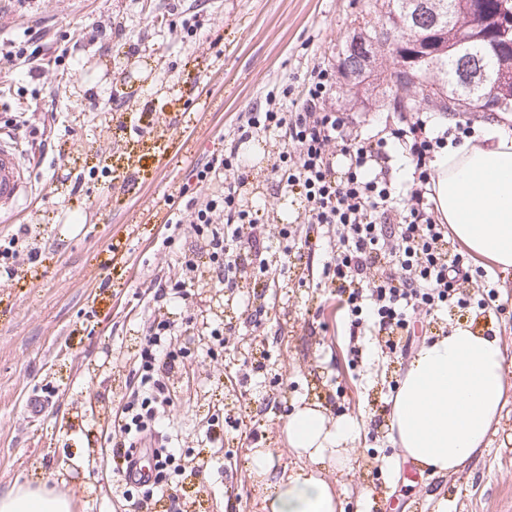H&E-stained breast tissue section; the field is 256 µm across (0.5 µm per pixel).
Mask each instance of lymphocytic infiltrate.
<instances>
[{"label": "lymphocytic infiltrate", "mask_w": 512, "mask_h": 512, "mask_svg": "<svg viewBox=\"0 0 512 512\" xmlns=\"http://www.w3.org/2000/svg\"><path fill=\"white\" fill-rule=\"evenodd\" d=\"M333 80L331 69L312 68L299 104L291 107L275 104L278 95H291V88L268 92L267 108L241 115L229 147L199 172L205 197H190L183 206L197 247L169 250L160 258L173 274L151 289L154 314L102 451L106 477L137 493V512H149L160 474L181 467L179 448L158 447L154 441L167 427L174 404L170 375L192 365L187 351L173 341L195 315L187 313L177 322L162 311L188 303L199 281L231 290L245 279L266 284L264 255L271 239L279 238L283 256L295 250L321 256V263L309 270L310 281L338 299L350 332L372 323L386 336L389 349L403 353L408 347L400 338L420 316L447 304H467L476 295L496 296L487 272L459 251L430 198L429 163L444 139L434 133L427 113L401 116L387 135L359 137L343 116L326 107ZM260 134L279 143L267 178L273 192L305 201L299 224L269 228L257 206L242 202L252 174L242 167L239 148ZM392 142L413 166V182L405 188L389 176L387 147ZM340 157L348 161L341 174L336 171ZM472 285L477 288L473 294L468 291ZM148 447L155 450L156 474L135 477L134 451Z\"/></svg>", "instance_id": "lymphocytic-infiltrate-1"}]
</instances>
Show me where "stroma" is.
Wrapping results in <instances>:
<instances>
[{"mask_svg":"<svg viewBox=\"0 0 512 512\" xmlns=\"http://www.w3.org/2000/svg\"><path fill=\"white\" fill-rule=\"evenodd\" d=\"M375 0H0V42L39 37L44 62L66 50L80 76L68 95L27 68L0 74V130L18 135L32 193L15 222H0V244L19 226L37 256L9 259L0 273V495L18 485L46 486L75 512H133L100 468L105 432L121 400L143 339L145 291L160 273L171 203L194 189L196 174L229 143L241 112L275 86L302 84L315 66L336 69L337 54L360 11ZM197 23L179 37L170 28ZM124 25L139 55L112 51L111 28ZM332 88L328 106L353 118L363 136L387 112ZM23 121L16 130L15 121ZM275 140L239 149L251 167L254 203L277 219H296L300 201L270 198L266 167ZM90 194L73 193L76 180ZM498 283L496 307L436 311L429 337L465 324L497 337L505 351L506 404L475 460L452 474L408 471L391 438L394 396L410 360L381 342L375 329L349 337L335 299L309 287L307 266L292 265L275 285L228 293L198 286L197 318L234 326L224 373L206 367L173 374L178 401L169 432L198 467L170 476L154 512H266L282 477L315 469L343 512H512V267L476 256ZM275 307L256 323V306ZM247 375L242 385L227 375ZM51 388L40 417L30 395ZM318 406L331 420L353 421L354 466H312L288 446L293 407ZM224 408V456L213 460L201 428ZM269 454L265 476L253 450Z\"/></svg>","mask_w":512,"mask_h":512,"instance_id":"1","label":"stroma"}]
</instances>
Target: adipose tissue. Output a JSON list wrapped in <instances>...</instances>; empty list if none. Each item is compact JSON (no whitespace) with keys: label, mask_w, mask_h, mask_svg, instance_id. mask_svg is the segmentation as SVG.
Listing matches in <instances>:
<instances>
[{"label":"adipose tissue","mask_w":512,"mask_h":512,"mask_svg":"<svg viewBox=\"0 0 512 512\" xmlns=\"http://www.w3.org/2000/svg\"><path fill=\"white\" fill-rule=\"evenodd\" d=\"M432 200L443 221L471 253L512 266V125L475 124L447 140L432 162ZM504 352L498 338L468 326L423 344L394 397L390 428L405 457L435 473H454L486 444L505 403ZM290 448L313 461L349 467L356 428L332 422L302 405L288 414ZM269 512H337L329 486L317 475L281 479ZM0 512H73L71 499L19 486L0 496Z\"/></svg>","instance_id":"obj_1"}]
</instances>
